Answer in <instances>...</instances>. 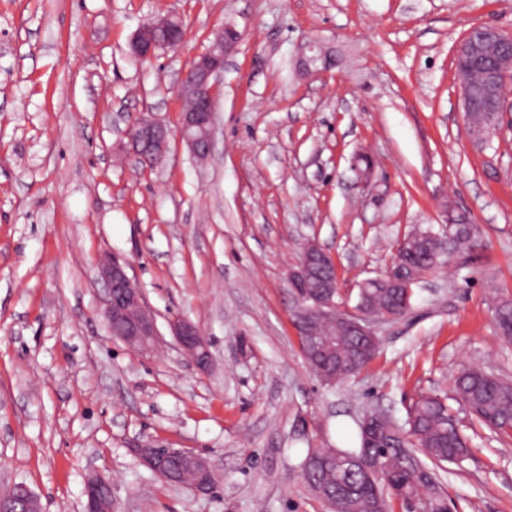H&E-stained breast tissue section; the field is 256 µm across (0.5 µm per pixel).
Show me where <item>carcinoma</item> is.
<instances>
[{
  "mask_svg": "<svg viewBox=\"0 0 512 512\" xmlns=\"http://www.w3.org/2000/svg\"><path fill=\"white\" fill-rule=\"evenodd\" d=\"M457 75L470 85L473 97L481 95L483 80L479 72L460 69ZM469 130L481 141L490 138L481 112L471 114ZM448 235L456 246L470 247L473 225L459 217L448 225ZM441 238L443 235L428 229L408 233L399 251L404 257V271L413 274L412 287L369 286L368 296H358L365 312L393 320L405 317L412 307L414 287L433 271L437 240ZM495 311L499 335L511 339L512 300H498ZM317 342L336 347V357H320L309 365L316 372L321 368L336 372L338 382L359 373L375 355L371 350L360 354L363 337L331 326L317 337ZM454 388L479 423L512 437L511 382L470 367L456 376ZM406 417L412 419V424H381L369 436L359 429L356 448L308 449L302 462L306 481L323 499L335 502V512H392V502L407 507L414 499L420 512H457L455 502L442 491L434 467L468 457V438L452 426L448 405L438 396L410 399ZM369 458L378 460L386 477L377 479L357 464Z\"/></svg>",
  "mask_w": 512,
  "mask_h": 512,
  "instance_id": "cac0c4a2",
  "label": "carcinoma"
}]
</instances>
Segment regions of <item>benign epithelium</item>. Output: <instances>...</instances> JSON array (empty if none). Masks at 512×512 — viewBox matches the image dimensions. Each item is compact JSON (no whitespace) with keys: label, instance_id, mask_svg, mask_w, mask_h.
<instances>
[{"label":"benign epithelium","instance_id":"7a95c632","mask_svg":"<svg viewBox=\"0 0 512 512\" xmlns=\"http://www.w3.org/2000/svg\"><path fill=\"white\" fill-rule=\"evenodd\" d=\"M186 33L179 19L167 16L142 25L130 45L131 52L141 60L151 59L162 48L176 49L185 41ZM242 34L227 22L213 33L210 46L197 55L185 70L177 87V95L191 102L181 116L180 136L190 153L205 157L210 153L212 130L216 117V86L224 72V60L238 46ZM455 64L470 65L483 75L484 96L476 102L469 85L462 83L459 101L465 115L472 112H494L503 118L512 112V101L506 92V80L512 76V32L495 25L472 26L454 52ZM124 136L128 139L135 162L154 168L166 157L169 130L154 115L147 113L130 120ZM128 263L114 254L100 264L98 272L107 288L103 316L111 335L142 356L152 354L158 343L160 330L154 314L149 310L139 286L127 273ZM289 280L297 294L305 335L317 336L325 322H336V302L332 291L338 288L336 265L326 261L325 253L313 242L307 243ZM359 336L377 338L378 319L359 312L352 318H341ZM169 329L182 353L201 371L211 368L213 357L210 342L199 326L183 317L169 321ZM131 452L138 461L163 480L176 475L166 469L167 460L176 455L185 456L182 448H164L136 445ZM194 477L184 483L191 491L207 494L213 491L215 472L207 459L196 456ZM112 482L95 474L86 480L84 512H112ZM39 503L32 490L16 483L0 494V512H38Z\"/></svg>","mask_w":512,"mask_h":512}]
</instances>
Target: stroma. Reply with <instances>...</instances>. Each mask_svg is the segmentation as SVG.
<instances>
[{
    "mask_svg": "<svg viewBox=\"0 0 512 512\" xmlns=\"http://www.w3.org/2000/svg\"><path fill=\"white\" fill-rule=\"evenodd\" d=\"M169 14L183 46L136 59L137 29ZM228 20L242 40L200 164L175 86ZM478 23L512 32V0H0V489L82 512L101 473L114 512H331L303 476L308 449L355 447L365 414L401 423L409 399L438 394L472 448L444 464L443 490L458 512H512V438L453 392L471 366L512 380L493 303L512 297V121L476 142L453 64ZM312 39L333 64L308 74ZM143 112L170 130L154 169L123 135ZM458 215L477 246L378 325L358 375L322 383L291 315L303 245L332 258L352 307L404 233ZM112 252L156 316L154 355L107 328ZM176 316L208 336L210 371L178 349ZM148 441L208 458L213 492L160 480L131 453Z\"/></svg>",
    "mask_w": 512,
    "mask_h": 512,
    "instance_id": "stroma-1",
    "label": "stroma"
}]
</instances>
